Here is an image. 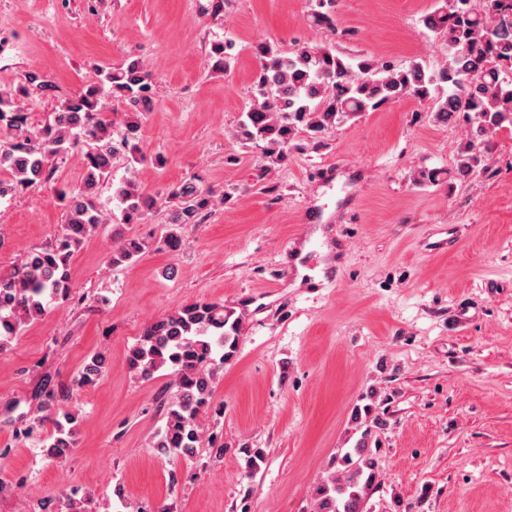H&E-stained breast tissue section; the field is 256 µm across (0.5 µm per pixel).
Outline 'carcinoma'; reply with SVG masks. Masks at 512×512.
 I'll list each match as a JSON object with an SVG mask.
<instances>
[{
    "label": "carcinoma",
    "instance_id": "cac0c4a2",
    "mask_svg": "<svg viewBox=\"0 0 512 512\" xmlns=\"http://www.w3.org/2000/svg\"><path fill=\"white\" fill-rule=\"evenodd\" d=\"M470 0H436L423 26L443 39V63L429 68L420 61L394 65L379 59L348 56L334 43L302 46L285 54L266 42L254 50L259 68L254 81L256 103L240 116L236 137L261 150L262 157L282 162L304 134L315 146L327 132L366 112L404 99L430 101L439 121L461 114L476 124L475 139L459 153L455 173L469 178L485 171L483 151L502 130L512 131V0H484L476 10ZM312 22L336 32V0H315ZM231 43L211 49L213 68H229ZM50 81L36 73L18 88L0 87V199L19 187L48 183L57 157L83 145L85 177L79 188L58 187L55 200L66 213L65 224L46 247L29 252L9 274H0V292L13 304L0 308V351L22 332L23 325L43 317L52 302L71 299L70 259L88 235L108 216L97 207L96 191L111 174L118 151L134 163L164 164L159 154H146L140 141L142 116L153 110V80L138 59L120 67L98 69L96 79L65 99L41 128L31 129L21 106L29 90L47 91ZM123 105L126 133L112 137V118L106 100ZM112 199L125 224H139L158 199L129 177L113 188ZM213 201V192L196 179L173 186L166 202L172 204L170 223L199 224ZM153 243L141 236L122 239L115 263L133 262ZM239 320L216 302H196L147 325L128 357L130 369L149 380L162 368L175 375L176 395L154 444L180 452L198 448V415L213 394L217 370L233 356ZM106 360L94 354L79 371L77 385L93 386L105 372ZM38 414L16 430L21 440L35 439L51 459L66 456L75 444L77 414L57 408L59 392L47 380L38 389ZM375 480V462L359 454L352 472L329 478L316 490V512H372L369 492Z\"/></svg>",
    "mask_w": 512,
    "mask_h": 512
}]
</instances>
